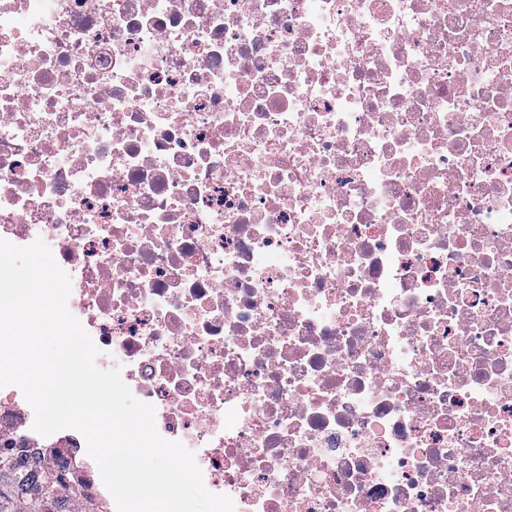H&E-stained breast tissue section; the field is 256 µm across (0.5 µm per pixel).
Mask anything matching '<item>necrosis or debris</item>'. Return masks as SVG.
I'll use <instances>...</instances> for the list:
<instances>
[{
	"mask_svg": "<svg viewBox=\"0 0 512 512\" xmlns=\"http://www.w3.org/2000/svg\"><path fill=\"white\" fill-rule=\"evenodd\" d=\"M235 512H512V0H0V239ZM0 388V446L112 496Z\"/></svg>",
	"mask_w": 512,
	"mask_h": 512,
	"instance_id": "obj_1",
	"label": "necrosis or debris"
}]
</instances>
